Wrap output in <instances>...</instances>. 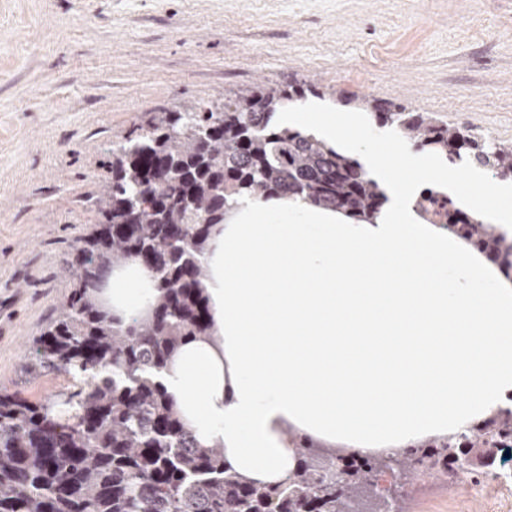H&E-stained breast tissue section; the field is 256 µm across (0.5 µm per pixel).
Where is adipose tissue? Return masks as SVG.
I'll return each instance as SVG.
<instances>
[{
  "label": "adipose tissue",
  "instance_id": "ef3b65f1",
  "mask_svg": "<svg viewBox=\"0 0 512 512\" xmlns=\"http://www.w3.org/2000/svg\"><path fill=\"white\" fill-rule=\"evenodd\" d=\"M280 121L350 151L388 201L373 224L296 197H243L227 213L203 259L213 334L180 347L163 377L196 440L223 448L243 479L273 484L299 467L293 434L386 458L512 409V280L416 220L425 185L455 190L447 164L402 155L354 113ZM511 198L476 177L459 193L510 236ZM103 296L126 320L154 290L132 259Z\"/></svg>",
  "mask_w": 512,
  "mask_h": 512
}]
</instances>
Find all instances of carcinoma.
<instances>
[{
    "label": "carcinoma",
    "instance_id": "cac0c4a2",
    "mask_svg": "<svg viewBox=\"0 0 512 512\" xmlns=\"http://www.w3.org/2000/svg\"><path fill=\"white\" fill-rule=\"evenodd\" d=\"M305 83L259 85L214 110L164 109L112 146V182L97 204L98 229L77 249L74 288L33 337L28 370L64 374L65 392L33 404L0 393V512H403L377 489L387 462L317 453L294 439L299 469L279 486L254 484L200 444L161 381L188 340L211 335L202 258L211 231L241 196H299L372 224L384 191L357 160L313 135L272 125ZM412 146L512 175V144L466 135L426 112L356 100ZM428 224L448 228L512 280V237L443 192L416 202ZM132 258L155 288L151 311L112 317L91 283ZM512 450V410L437 447L397 452L405 477L451 471L486 445Z\"/></svg>",
    "mask_w": 512,
    "mask_h": 512
}]
</instances>
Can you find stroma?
I'll list each match as a JSON object with an SVG mask.
<instances>
[{
	"instance_id": "stroma-1",
	"label": "stroma",
	"mask_w": 512,
	"mask_h": 512,
	"mask_svg": "<svg viewBox=\"0 0 512 512\" xmlns=\"http://www.w3.org/2000/svg\"><path fill=\"white\" fill-rule=\"evenodd\" d=\"M366 95L512 143V0H0V391L31 403L65 375L22 371L73 288L112 145L151 113L258 83ZM421 475L406 512H494L502 489Z\"/></svg>"
}]
</instances>
